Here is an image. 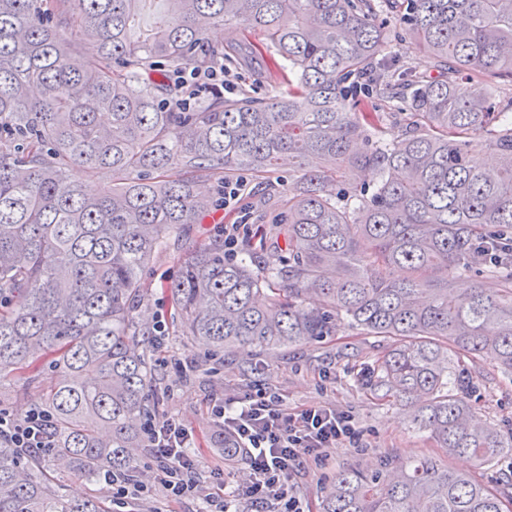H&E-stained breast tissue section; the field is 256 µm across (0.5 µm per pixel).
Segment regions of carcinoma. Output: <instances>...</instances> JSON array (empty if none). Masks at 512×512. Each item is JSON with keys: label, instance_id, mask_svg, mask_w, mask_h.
Listing matches in <instances>:
<instances>
[{"label": "carcinoma", "instance_id": "1", "mask_svg": "<svg viewBox=\"0 0 512 512\" xmlns=\"http://www.w3.org/2000/svg\"><path fill=\"white\" fill-rule=\"evenodd\" d=\"M439 75L394 79L372 0H0V381L64 380L42 391L55 455L74 477L133 470L152 386L138 322L141 272L216 207L207 177L303 175L285 219L262 232L259 273L224 259V235L182 250L162 290L182 335L272 350L341 324L395 345L375 388L413 410L443 454L491 471L512 432L472 415L474 369L512 377V121L489 85L512 82V0H385ZM240 25L242 59L273 49L288 89L260 100L204 91L188 109L172 74L228 60L208 32ZM479 93L460 95L457 81ZM410 111L380 145L373 96L396 86ZM493 162L471 165L473 146ZM78 166L111 188L89 196ZM381 182L353 194L362 175ZM353 194L340 204L337 181ZM496 328L485 333L487 325ZM0 512H106L72 501L40 458L0 447ZM323 512H512V475L457 472L436 454L336 475Z\"/></svg>", "mask_w": 512, "mask_h": 512}]
</instances>
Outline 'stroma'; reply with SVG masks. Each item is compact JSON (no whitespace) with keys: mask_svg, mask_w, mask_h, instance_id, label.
<instances>
[{"mask_svg":"<svg viewBox=\"0 0 512 512\" xmlns=\"http://www.w3.org/2000/svg\"><path fill=\"white\" fill-rule=\"evenodd\" d=\"M386 28L387 41L382 58L397 70L432 76L436 63L412 44L408 27L390 9L377 12ZM285 63L274 50L266 49L251 66H237L231 78L238 90L259 97H272L286 89L282 74ZM300 177L295 165L281 163L271 180L251 174L247 194L240 210L216 208L205 223L196 224L180 234L182 247L202 245L213 236L214 225L234 223L240 211H247L251 223L272 222L282 211L281 201L288 187ZM178 263L171 250L159 252L144 274L145 300L141 307L146 327L163 323L165 339L154 351L151 371L158 378L161 392H149L156 417H172L195 430L198 437L202 474L220 464L221 455L212 446L214 428L211 407L215 400L237 394L251 385H262L278 392L288 407L329 403L350 412L362 434V449L339 447L331 452L326 467H310L294 480V495L303 512H322L325 491L342 470L359 467L374 469L390 454L411 459L432 451L434 442L428 432L414 429L407 410L397 402L381 398L374 390L376 362L388 350L389 342L366 336L350 326H339L326 337L272 351L225 349L211 354L205 342L177 332L178 321L167 303L161 286L177 272ZM54 372L43 371L37 383L15 377L0 383V410L25 414L38 401L40 389L53 385ZM469 402L475 414L495 424L501 431L512 430V378L493 370L484 371ZM47 476L71 498L96 496L111 504L106 483L75 479L61 468L55 458L44 461Z\"/></svg>","mask_w":512,"mask_h":512,"instance_id":"35a3bbf8","label":"stroma"}]
</instances>
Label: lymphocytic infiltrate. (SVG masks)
Here are the masks:
<instances>
[{"mask_svg":"<svg viewBox=\"0 0 512 512\" xmlns=\"http://www.w3.org/2000/svg\"><path fill=\"white\" fill-rule=\"evenodd\" d=\"M211 413L215 445L228 447L225 464L243 456L249 468L246 482L221 494L210 492L198 459L189 453L193 430L174 418L150 417L144 422L149 476L106 477L113 504L126 507L159 487L172 501L203 496L208 512H233L241 500L249 503L251 512H303L291 493L294 478L308 464H325L331 449L359 445L352 414L325 404L291 411L277 393L263 388L251 386L240 396L214 403ZM53 430L52 415L43 406L30 407L20 416L0 411V446L20 449L24 455H52Z\"/></svg>","mask_w":512,"mask_h":512,"instance_id":"1","label":"lymphocytic infiltrate"}]
</instances>
